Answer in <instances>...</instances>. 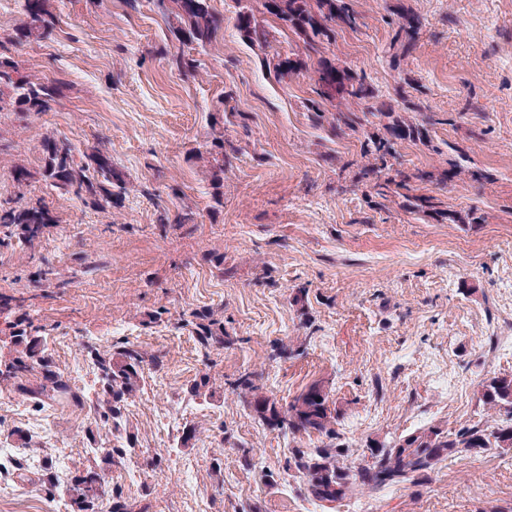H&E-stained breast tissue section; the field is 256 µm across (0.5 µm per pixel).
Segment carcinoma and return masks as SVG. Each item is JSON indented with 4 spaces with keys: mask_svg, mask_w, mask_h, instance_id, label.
I'll use <instances>...</instances> for the list:
<instances>
[{
    "mask_svg": "<svg viewBox=\"0 0 512 512\" xmlns=\"http://www.w3.org/2000/svg\"><path fill=\"white\" fill-rule=\"evenodd\" d=\"M236 17L239 37L256 47L259 61L274 80L283 79L313 68L317 98L309 100L306 109L317 124L332 120L340 132L364 136L362 157L367 159L359 174L372 179L370 189L376 197L390 202L397 200L416 212L455 217L446 213L435 196L419 193V185L432 181L430 171L418 169L406 173L395 167V146L403 142H420L437 151L431 144L429 119L413 122L393 107L379 103V90L359 76L326 56L336 41V30H356L361 16L351 0H238ZM153 5L168 24L166 40L176 44L169 54L170 67L186 78L201 76L203 62L198 55L217 41L224 31V18L217 15L209 0H153ZM269 15L291 31L302 43L301 52L292 55L270 52L269 32L260 24L257 14ZM387 53L392 66L415 49L423 21L420 15L399 10ZM57 29V15L52 0H23L22 18L11 37L21 45L30 40L51 38ZM63 82L57 78L32 77L21 71L19 62L0 52V112H49L60 104ZM337 111L329 112V107ZM379 115V126L369 116ZM224 116H212L211 136L206 149L191 154L210 177L212 198L223 204L224 171L232 166L243 148L224 135ZM42 165L39 175L51 189L61 195L80 200L88 208L117 204L127 194L129 182L102 145L75 159V147L54 134L44 137L41 145ZM197 212L187 206L170 215L159 211L156 223L162 233L184 224H194ZM55 219L40 198L19 206L0 205V227L19 241L33 244ZM181 328L188 330L204 358L224 346L229 333L224 320L210 310L187 309L179 313ZM91 362L100 387L96 393L93 421L85 435L96 443L100 427H119L129 400L145 385V367H161L162 360L139 346L125 341L103 346L89 338L82 345ZM261 374L245 372L229 383L232 392L261 421L285 436L315 434L327 439L339 438L336 430L339 414L333 407L330 391L322 381H315L286 404L263 392ZM211 375L203 372L190 387L193 397L212 398ZM25 397L41 409L47 405H79L84 396L73 388L70 378L55 364L53 355L39 336V329L29 321L19 323L12 332L10 347L0 353V390ZM480 400L490 409L506 412L494 423L476 421L444 431L429 427L401 436L387 444L373 442L368 446L369 459H349L350 449L294 448L288 468L295 470L308 497L323 503L359 499L380 487L412 484L425 476L440 462L462 453L482 454L493 448L512 449V373L493 376L481 383ZM135 436L110 448H97L102 465L85 468L66 486L67 505L71 512H97L100 489L108 487L105 466L135 452Z\"/></svg>",
    "mask_w": 512,
    "mask_h": 512,
    "instance_id": "carcinoma-1",
    "label": "carcinoma"
}]
</instances>
